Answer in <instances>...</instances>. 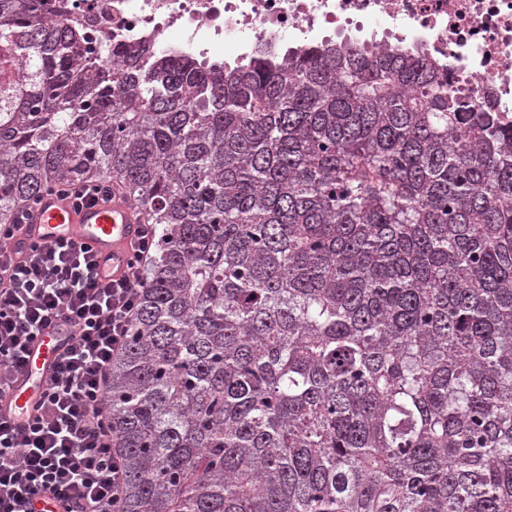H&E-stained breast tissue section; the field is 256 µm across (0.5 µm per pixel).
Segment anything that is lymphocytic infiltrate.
Returning a JSON list of instances; mask_svg holds the SVG:
<instances>
[{
    "instance_id": "obj_1",
    "label": "lymphocytic infiltrate",
    "mask_w": 512,
    "mask_h": 512,
    "mask_svg": "<svg viewBox=\"0 0 512 512\" xmlns=\"http://www.w3.org/2000/svg\"><path fill=\"white\" fill-rule=\"evenodd\" d=\"M23 210L0 224V395L24 367L28 347L59 326L75 335L25 423L0 418V512H120L126 487L108 410L112 360L126 346L156 244L145 225L119 278H104L89 247L68 241L9 243Z\"/></svg>"
}]
</instances>
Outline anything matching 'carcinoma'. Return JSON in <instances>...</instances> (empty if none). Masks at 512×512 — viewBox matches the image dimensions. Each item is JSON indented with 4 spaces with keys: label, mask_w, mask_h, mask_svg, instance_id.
<instances>
[{
    "label": "carcinoma",
    "mask_w": 512,
    "mask_h": 512,
    "mask_svg": "<svg viewBox=\"0 0 512 512\" xmlns=\"http://www.w3.org/2000/svg\"><path fill=\"white\" fill-rule=\"evenodd\" d=\"M0 0V224L106 178L156 228L112 360L121 512H512V135L419 51L91 79Z\"/></svg>",
    "instance_id": "carcinoma-1"
}]
</instances>
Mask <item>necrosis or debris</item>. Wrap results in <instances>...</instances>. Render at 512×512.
I'll return each mask as SVG.
<instances>
[{
    "instance_id": "necrosis-or-debris-1",
    "label": "necrosis or debris",
    "mask_w": 512,
    "mask_h": 512,
    "mask_svg": "<svg viewBox=\"0 0 512 512\" xmlns=\"http://www.w3.org/2000/svg\"><path fill=\"white\" fill-rule=\"evenodd\" d=\"M83 37L86 71L142 47L220 62L326 44L427 53L456 93L512 122V0H44Z\"/></svg>"
}]
</instances>
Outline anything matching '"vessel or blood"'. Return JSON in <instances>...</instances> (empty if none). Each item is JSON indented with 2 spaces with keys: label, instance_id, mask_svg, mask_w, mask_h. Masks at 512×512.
Returning a JSON list of instances; mask_svg holds the SVG:
<instances>
[{
  "label": "vessel or blood",
  "instance_id": "obj_1",
  "mask_svg": "<svg viewBox=\"0 0 512 512\" xmlns=\"http://www.w3.org/2000/svg\"><path fill=\"white\" fill-rule=\"evenodd\" d=\"M144 216L125 196L112 203H88L74 208L69 199L57 193L42 192L37 204L27 210L26 228L11 245L28 249L35 242L71 241L89 245L104 271L121 275L131 257L129 246L139 238ZM71 343L67 331L37 338L29 348L28 363L13 387L0 397V409L14 422L35 413L40 393L52 375L60 353Z\"/></svg>",
  "mask_w": 512,
  "mask_h": 512
}]
</instances>
